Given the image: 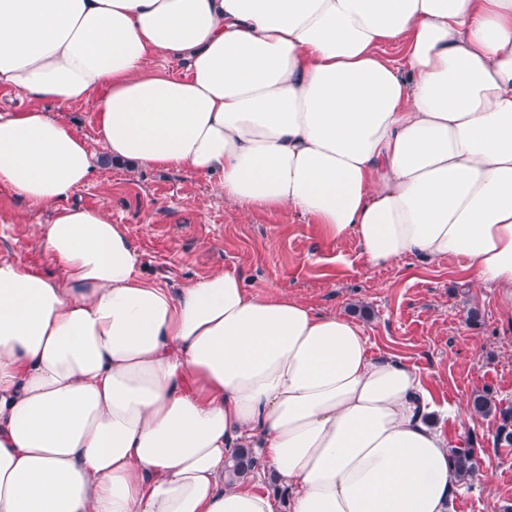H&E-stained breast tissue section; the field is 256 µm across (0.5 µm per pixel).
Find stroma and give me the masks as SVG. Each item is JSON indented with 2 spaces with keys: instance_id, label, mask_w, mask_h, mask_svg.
<instances>
[{
  "instance_id": "stroma-1",
  "label": "stroma",
  "mask_w": 512,
  "mask_h": 512,
  "mask_svg": "<svg viewBox=\"0 0 512 512\" xmlns=\"http://www.w3.org/2000/svg\"><path fill=\"white\" fill-rule=\"evenodd\" d=\"M69 203L104 211L125 225L144 274L173 286L235 273L250 290L285 293L315 312L354 316L373 353L415 365L437 401L487 391L512 400V315L495 290L475 287L460 262L405 258L371 268L354 243L324 235L287 210H244L217 180L188 169L103 163ZM48 209L36 210L0 186V255L54 274L38 244ZM477 309V323L466 321ZM449 445L472 440L491 478L464 485L454 512H503L512 505V447L495 444L493 417L445 420Z\"/></svg>"
}]
</instances>
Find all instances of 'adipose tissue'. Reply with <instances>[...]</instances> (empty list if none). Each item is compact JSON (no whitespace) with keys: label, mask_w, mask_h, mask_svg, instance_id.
<instances>
[{"label":"adipose tissue","mask_w":512,"mask_h":512,"mask_svg":"<svg viewBox=\"0 0 512 512\" xmlns=\"http://www.w3.org/2000/svg\"><path fill=\"white\" fill-rule=\"evenodd\" d=\"M0 85L29 101L0 185L50 208L59 271L0 258V512H452L458 407L346 315L146 277L67 204L96 167L50 108L93 103L113 160L218 176L370 267L460 261L512 313V0H0ZM237 448L263 469L228 474Z\"/></svg>","instance_id":"adipose-tissue-1"}]
</instances>
